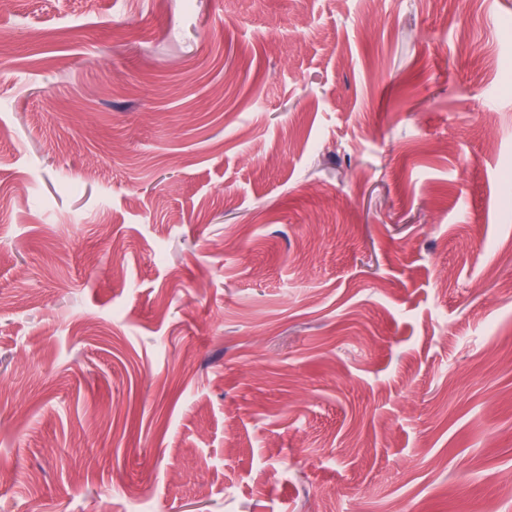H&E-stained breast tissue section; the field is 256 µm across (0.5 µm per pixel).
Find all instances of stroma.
Segmentation results:
<instances>
[{"label":"stroma","mask_w":512,"mask_h":512,"mask_svg":"<svg viewBox=\"0 0 512 512\" xmlns=\"http://www.w3.org/2000/svg\"><path fill=\"white\" fill-rule=\"evenodd\" d=\"M512 512V0H0V512Z\"/></svg>","instance_id":"35a3bbf8"}]
</instances>
